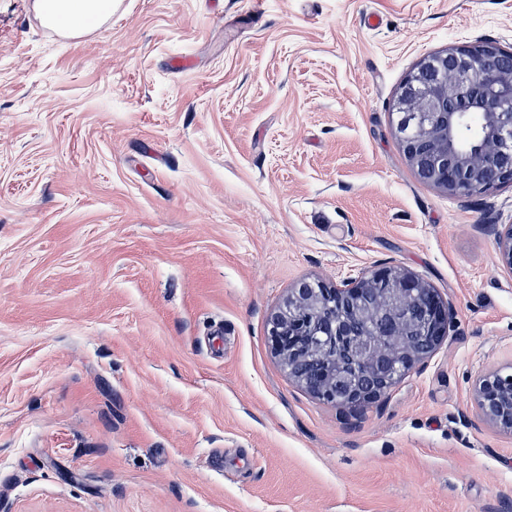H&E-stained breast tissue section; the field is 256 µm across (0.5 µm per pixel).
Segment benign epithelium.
I'll return each mask as SVG.
<instances>
[{"mask_svg":"<svg viewBox=\"0 0 512 512\" xmlns=\"http://www.w3.org/2000/svg\"><path fill=\"white\" fill-rule=\"evenodd\" d=\"M392 134L415 175L450 196L512 183V51L489 41L424 56L399 87ZM512 271V224L495 230ZM290 378L319 400L379 401L448 335V304L411 271L383 267L335 284L305 280L269 322ZM481 420L512 433V369L480 375Z\"/></svg>","mask_w":512,"mask_h":512,"instance_id":"obj_1","label":"benign epithelium"}]
</instances>
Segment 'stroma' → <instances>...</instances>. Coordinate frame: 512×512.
<instances>
[{"label": "stroma", "instance_id": "35a3bbf8", "mask_svg": "<svg viewBox=\"0 0 512 512\" xmlns=\"http://www.w3.org/2000/svg\"><path fill=\"white\" fill-rule=\"evenodd\" d=\"M0 0V512H512V184L451 197L392 134L426 54L512 0H120L80 39ZM400 266L448 336L377 405L289 378L305 279ZM495 230V249L498 264L512 271V224H500ZM473 400L481 420L512 433V369H496L480 375Z\"/></svg>", "mask_w": 512, "mask_h": 512}]
</instances>
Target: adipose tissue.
Here are the masks:
<instances>
[{
	"instance_id": "1",
	"label": "adipose tissue",
	"mask_w": 512,
	"mask_h": 512,
	"mask_svg": "<svg viewBox=\"0 0 512 512\" xmlns=\"http://www.w3.org/2000/svg\"><path fill=\"white\" fill-rule=\"evenodd\" d=\"M114 7V0H36L44 23L68 36L100 28Z\"/></svg>"
}]
</instances>
